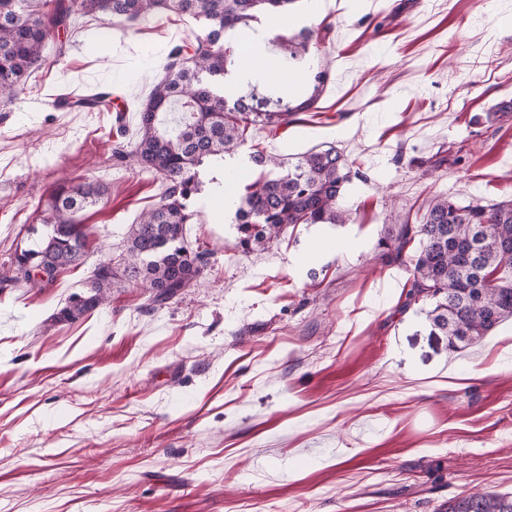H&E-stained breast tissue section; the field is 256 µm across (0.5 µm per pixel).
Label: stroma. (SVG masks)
<instances>
[{"label":"stroma","mask_w":512,"mask_h":512,"mask_svg":"<svg viewBox=\"0 0 512 512\" xmlns=\"http://www.w3.org/2000/svg\"><path fill=\"white\" fill-rule=\"evenodd\" d=\"M303 29L327 74L315 108L249 128L204 169L185 236L209 264L162 306L124 280L106 308L55 320L159 200L115 151L202 24L77 16L65 54L48 42L0 102V267L62 180L104 189L82 213L81 265L42 290L0 288V512H439L512 493V319L451 350L404 307L409 267L381 259L437 195L512 199V0H295L286 25L237 33L273 56ZM79 83L128 98V119L57 102ZM327 144L351 168L348 221L241 252L218 179L239 196L261 174L252 152L285 162Z\"/></svg>","instance_id":"stroma-1"}]
</instances>
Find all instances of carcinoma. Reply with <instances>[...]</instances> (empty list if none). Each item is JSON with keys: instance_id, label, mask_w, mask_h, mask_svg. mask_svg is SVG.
<instances>
[{"instance_id": "1", "label": "carcinoma", "mask_w": 512, "mask_h": 512, "mask_svg": "<svg viewBox=\"0 0 512 512\" xmlns=\"http://www.w3.org/2000/svg\"><path fill=\"white\" fill-rule=\"evenodd\" d=\"M294 2L79 0L67 5L57 0L47 25L32 0H0V101L13 99L23 77L42 60L48 32L68 28L75 11L109 17L122 26L170 11L200 18L206 27L193 43L171 48L161 78L141 106L137 139L131 150L119 152L159 183L160 200L129 226L123 263H98L89 294L75 297L56 314V322L72 323L108 304L112 288L123 279L140 283L152 303L161 306L202 277L206 253L191 248L184 236V227L197 215L191 201L201 190L202 168L240 149L247 127L275 126L311 110L326 80V72H316L311 95L299 101L286 90L268 92L267 76L258 73L252 75L253 93L230 99L224 95V75L242 50L224 45L222 38ZM311 42L306 31L282 41L284 58L304 59ZM252 160L268 172L247 185L235 213L242 252L274 241L290 224H343L348 219L338 199L351 170L336 147L313 148L286 169L272 156L255 154ZM101 195V187L92 182L71 180L59 187L47 207L46 234L15 254L10 268L0 273V284L47 288L60 273L79 266L89 238L80 213ZM414 243L418 248L410 258L412 279L402 310L432 302L426 320L448 336L449 348L472 345L512 318V277L500 275L512 274V200L484 205L437 197L424 223L396 225L385 241L384 257L402 264ZM443 512H512V495L455 497Z\"/></svg>"}]
</instances>
